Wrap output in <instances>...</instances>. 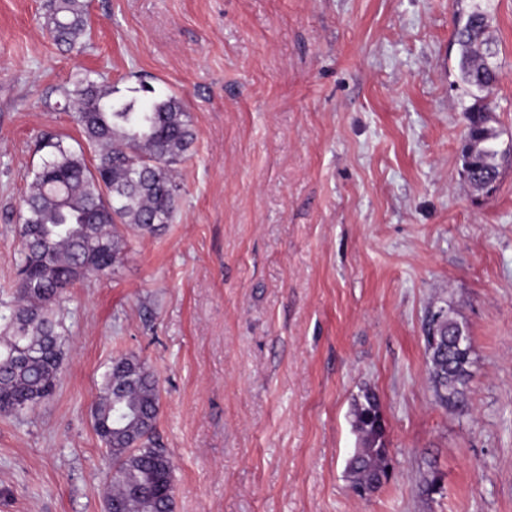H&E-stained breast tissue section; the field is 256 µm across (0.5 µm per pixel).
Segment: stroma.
<instances>
[{
  "label": "stroma",
  "mask_w": 512,
  "mask_h": 512,
  "mask_svg": "<svg viewBox=\"0 0 512 512\" xmlns=\"http://www.w3.org/2000/svg\"><path fill=\"white\" fill-rule=\"evenodd\" d=\"M42 4L0 0V301L35 136L83 142L58 105L77 72L117 100L180 98L196 139L171 223L70 289L53 395L0 414V512H105L91 407L120 354L158 382L173 512H512V165L488 195L460 176L472 0H90L78 55ZM489 10L512 135V0ZM438 307L470 331L456 408L429 381ZM365 387L391 465L361 497L345 466Z\"/></svg>",
  "instance_id": "35a3bbf8"
}]
</instances>
